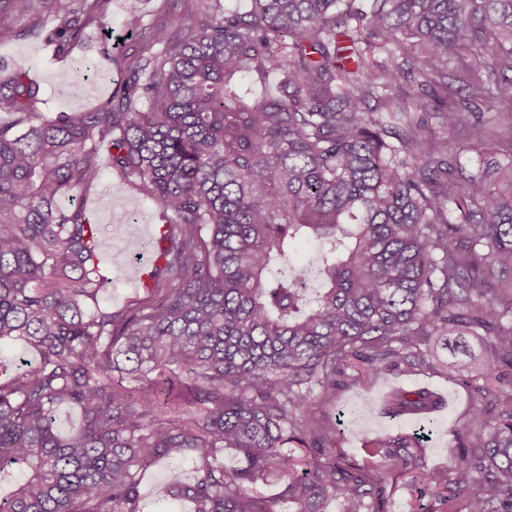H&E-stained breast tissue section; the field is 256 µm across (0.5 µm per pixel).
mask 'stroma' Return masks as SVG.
Returning <instances> with one entry per match:
<instances>
[{
    "mask_svg": "<svg viewBox=\"0 0 512 512\" xmlns=\"http://www.w3.org/2000/svg\"><path fill=\"white\" fill-rule=\"evenodd\" d=\"M127 6V0H109L102 25L87 29L83 41L73 46L72 55L99 65L96 77L89 81L77 78L69 66L55 58L53 47L45 43L32 19L0 16V24L12 32L10 38L0 41V74L18 66L29 67L41 86L45 99L41 109L45 112L82 111L100 106L125 76L124 55L142 45V34L129 36L123 30ZM62 82L73 85L71 96L64 100L55 95L56 86ZM83 204L92 221L104 225L106 232L99 259L111 268L112 282L102 290L100 303L121 310L131 298L145 294L141 270L148 258L139 255L132 240L141 237L145 225L159 223V209L133 184L107 172L88 190ZM346 374L349 386L337 392L336 409L341 412L350 408L356 412L355 420L343 422L338 435V446L347 461L359 465L376 463L378 457L367 447V438L385 431H410L408 418H391L380 413L379 402L385 395L400 387L408 390L427 387L443 394L445 402L434 416L433 433L425 450L426 465L433 468L447 464L455 432L463 430L468 423L472 403L469 388L435 372L392 373L368 379L361 377L359 368L351 366ZM175 467L184 475L192 473L186 462L175 465L160 461L145 469L141 484L143 512H168L169 502L162 491L167 474Z\"/></svg>",
    "mask_w": 512,
    "mask_h": 512,
    "instance_id": "stroma-1",
    "label": "stroma"
}]
</instances>
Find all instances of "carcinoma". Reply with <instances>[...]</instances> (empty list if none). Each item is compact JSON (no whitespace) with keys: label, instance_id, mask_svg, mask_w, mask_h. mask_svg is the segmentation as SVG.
I'll return each instance as SVG.
<instances>
[{"label":"carcinoma","instance_id":"carcinoma-1","mask_svg":"<svg viewBox=\"0 0 512 512\" xmlns=\"http://www.w3.org/2000/svg\"><path fill=\"white\" fill-rule=\"evenodd\" d=\"M103 2L0 12L61 15L46 40L63 57ZM178 2L94 112L40 111L25 67L0 79V346L39 354L0 367V512H143L161 459L192 463L166 484L192 512H385L405 473L434 501L416 512H512V111L484 116L512 104V0ZM403 83L431 94L439 130L394 106ZM461 129L476 174L448 155ZM101 144L168 217L141 246L158 260L146 297L121 312L99 305V225L61 206L101 178ZM303 238L312 268L291 263ZM464 336L489 356L448 466L421 471L444 403L426 388L386 399L416 423L368 440L378 463L336 454L345 368L461 378L431 342ZM62 406L81 413L67 434Z\"/></svg>","mask_w":512,"mask_h":512}]
</instances>
